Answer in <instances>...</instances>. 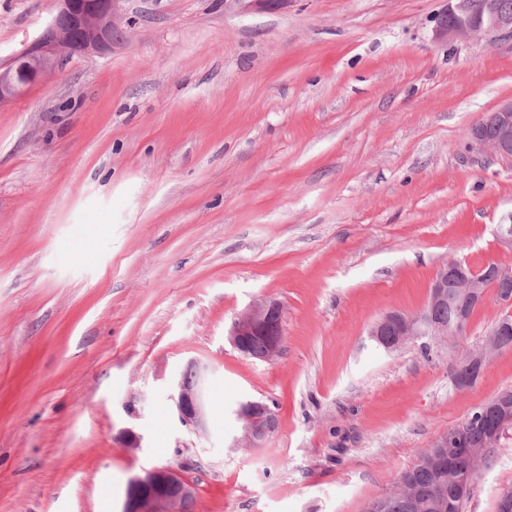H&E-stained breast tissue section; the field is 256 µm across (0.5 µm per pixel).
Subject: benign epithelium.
<instances>
[{"instance_id":"obj_1","label":"benign epithelium","mask_w":512,"mask_h":512,"mask_svg":"<svg viewBox=\"0 0 512 512\" xmlns=\"http://www.w3.org/2000/svg\"><path fill=\"white\" fill-rule=\"evenodd\" d=\"M122 0H55L56 11L42 31L21 52L0 65V105L19 97L30 85L40 83L56 72L62 60L102 52L112 45ZM512 35V14L504 11L501 0H448L435 27L439 40L471 35L498 38ZM468 144L473 150L487 151L498 160L512 161V100L499 105L490 121H477L469 130ZM485 276L462 260H450L437 270L426 305L417 314L402 316L391 312L369 331L370 338L388 352L429 336L438 344L463 335L468 324L465 312L444 323L434 310L457 300L477 309L487 297ZM283 308L273 299L261 298L234 315L228 329L231 345L241 354L253 357L248 340L266 338L260 361H272L283 344ZM500 349L496 338L485 340L478 348L464 351L454 374L455 384L466 382L468 375L483 373L489 353ZM210 366L190 360L172 381L173 400L181 425L195 434L207 430L206 386ZM241 435L233 445L241 448H265L278 430L277 416L268 404L250 400L234 410ZM418 490L399 484L392 492L366 506V512H383L390 498L414 500ZM198 499L195 482L172 465L155 466L133 476L127 485L122 512H192Z\"/></svg>"}]
</instances>
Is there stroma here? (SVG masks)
Returning a JSON list of instances; mask_svg holds the SVG:
<instances>
[{"label": "stroma", "mask_w": 512, "mask_h": 512, "mask_svg": "<svg viewBox=\"0 0 512 512\" xmlns=\"http://www.w3.org/2000/svg\"><path fill=\"white\" fill-rule=\"evenodd\" d=\"M446 0H121L111 48L0 106V512H121L128 479L181 465L198 512H364L432 441L512 389V349L476 384L495 295L448 345L386 352L389 312L452 259L512 269V165L467 131L512 98V37L438 40ZM52 0H0V64ZM260 297L280 355L226 331ZM211 367L204 434L168 382ZM269 447L234 448L240 401ZM142 438L130 454L123 431ZM512 444L463 512H497ZM500 348L498 340L491 337V339H486L482 346L465 350L459 358L454 374L456 386L464 384L469 374L478 372L480 376L488 367L489 353L500 350ZM241 435L233 441L234 447L266 448L278 430L277 416L268 404L250 400L234 410Z\"/></svg>", "instance_id": "35a3bbf8"}]
</instances>
